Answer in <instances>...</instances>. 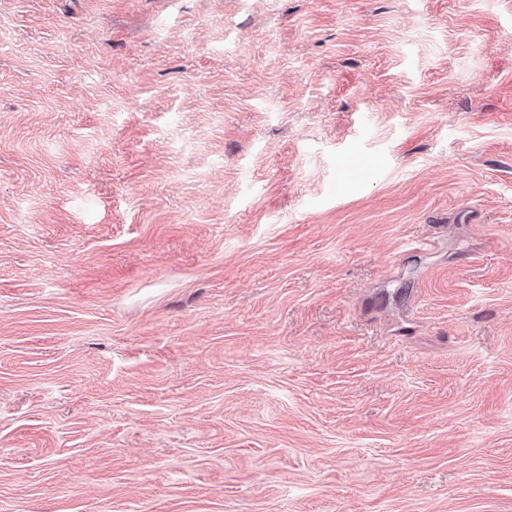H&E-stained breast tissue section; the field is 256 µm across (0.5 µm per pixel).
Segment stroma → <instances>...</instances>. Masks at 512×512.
<instances>
[{
  "mask_svg": "<svg viewBox=\"0 0 512 512\" xmlns=\"http://www.w3.org/2000/svg\"><path fill=\"white\" fill-rule=\"evenodd\" d=\"M0 512H512V0H0Z\"/></svg>",
  "mask_w": 512,
  "mask_h": 512,
  "instance_id": "stroma-1",
  "label": "stroma"
}]
</instances>
